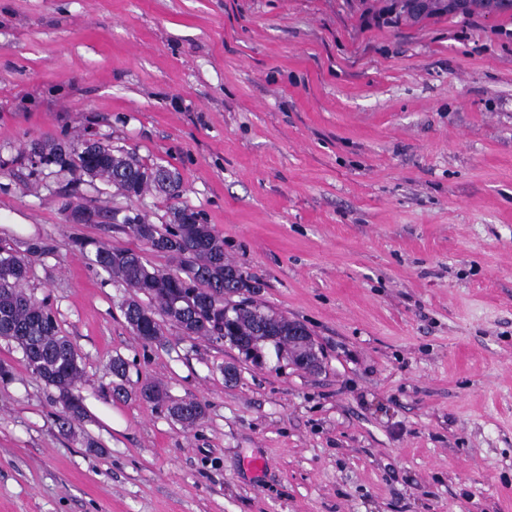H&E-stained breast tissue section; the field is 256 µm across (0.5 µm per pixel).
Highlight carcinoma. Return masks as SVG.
Here are the masks:
<instances>
[{"instance_id": "carcinoma-1", "label": "carcinoma", "mask_w": 512, "mask_h": 512, "mask_svg": "<svg viewBox=\"0 0 512 512\" xmlns=\"http://www.w3.org/2000/svg\"><path fill=\"white\" fill-rule=\"evenodd\" d=\"M403 8L413 16L436 14H468L476 10L512 12V0H402ZM28 151L45 159L46 165L60 173L80 172L117 188L127 199L139 198L149 191L177 199L182 194L178 173L162 166L147 167L133 154L112 149L102 142L94 151L85 148L81 137L75 142L33 139ZM127 231L151 250L167 254L175 266L168 270L150 267L143 257L129 249L114 248L77 238L74 245L97 271L123 287L129 296L121 308L135 336L151 344L163 336L162 323L170 320L169 309L174 298L181 300L185 315L176 322L185 336L223 341L247 357L258 359L262 348L270 343L276 355L285 348L282 341H270L266 326L287 325L288 319L275 317L255 303L253 295L259 284L243 274L226 256L224 239L202 222L199 214L186 207L171 211L170 222L157 226L138 212L125 219ZM42 242L27 244L22 251L11 246L0 247V338L14 342L23 360L44 384L56 392L55 402L63 408L56 417L59 432L71 434L84 420L86 411L81 395L82 358L68 337L61 334L57 319L47 303L28 294L31 258L44 254ZM238 294L242 299L231 304L226 296ZM149 299L145 305L140 296ZM205 296L229 313L233 327L224 329V321L211 317L198 307ZM132 362L120 355L112 357L110 370L120 380L113 389L117 398L128 396L122 384ZM142 400L169 415L186 428L201 423L206 406L188 399L173 402L156 382L146 381L138 388Z\"/></svg>"}]
</instances>
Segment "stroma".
Wrapping results in <instances>:
<instances>
[{"instance_id":"obj_1","label":"stroma","mask_w":512,"mask_h":512,"mask_svg":"<svg viewBox=\"0 0 512 512\" xmlns=\"http://www.w3.org/2000/svg\"><path fill=\"white\" fill-rule=\"evenodd\" d=\"M389 5L0 0V242L49 244L26 289L79 349L88 412L61 435L0 339V512H512V16ZM85 129L176 170L181 197L24 155ZM64 186L99 223H71ZM176 206L309 330L318 373L170 323L159 344L131 333L126 289L72 241L168 269L123 220ZM146 380L206 402L204 423L139 400Z\"/></svg>"}]
</instances>
